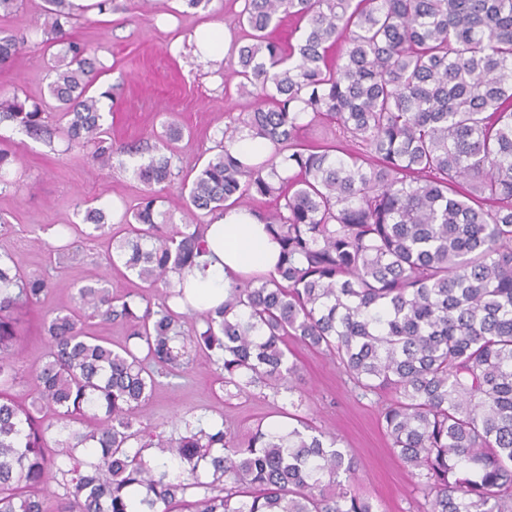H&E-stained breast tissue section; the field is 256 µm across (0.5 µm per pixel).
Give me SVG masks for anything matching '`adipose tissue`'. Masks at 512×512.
Masks as SVG:
<instances>
[{"mask_svg":"<svg viewBox=\"0 0 512 512\" xmlns=\"http://www.w3.org/2000/svg\"><path fill=\"white\" fill-rule=\"evenodd\" d=\"M232 34L222 23L197 27L187 43L197 61H222L231 48ZM210 264L205 272L186 277L195 310L206 311L223 302L234 275L269 273L275 270L279 245L250 210H228L211 222L207 231Z\"/></svg>","mask_w":512,"mask_h":512,"instance_id":"ef3b65f1","label":"adipose tissue"}]
</instances>
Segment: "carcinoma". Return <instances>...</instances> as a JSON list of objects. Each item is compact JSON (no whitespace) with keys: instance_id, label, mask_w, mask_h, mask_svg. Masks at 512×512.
Returning a JSON list of instances; mask_svg holds the SVG:
<instances>
[{"instance_id":"cac0c4a2","label":"carcinoma","mask_w":512,"mask_h":512,"mask_svg":"<svg viewBox=\"0 0 512 512\" xmlns=\"http://www.w3.org/2000/svg\"><path fill=\"white\" fill-rule=\"evenodd\" d=\"M46 2L59 112L1 92L0 126L85 150L100 170L140 155L138 206L113 223L88 207L84 221L112 239L109 265L149 292L76 288L43 322L39 392L20 401L16 314L54 283L0 253V512H377L339 480L355 458L292 398L290 339L332 356L361 395L391 394L381 424L425 512H512V0H243L246 38L230 56L251 108L187 173L173 166L172 124L112 141L89 95L102 65L71 38V0ZM286 19L303 26L296 44L273 37ZM27 48L0 29V68ZM244 131L268 158L235 155ZM16 165L1 147V190L19 189ZM175 184L189 201L179 224L157 208L156 187ZM246 202L281 246L276 272L231 278L187 333L193 309L171 274L205 270V217ZM94 319L124 326L125 342L93 334ZM199 352L229 397L290 394L288 431L143 424L157 378ZM132 486L147 495L131 500Z\"/></svg>"}]
</instances>
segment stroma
Returning a JSON list of instances; mask_svg holds the SVG:
<instances>
[{
  "instance_id": "obj_1",
  "label": "stroma",
  "mask_w": 512,
  "mask_h": 512,
  "mask_svg": "<svg viewBox=\"0 0 512 512\" xmlns=\"http://www.w3.org/2000/svg\"><path fill=\"white\" fill-rule=\"evenodd\" d=\"M44 0H23L21 8L0 19V27L27 31L35 47L0 69V90L17 92L42 102L55 113L57 102L48 92L47 72L38 47L44 35ZM241 0H211L208 10L187 8L183 0H128L127 8L111 14H82L71 33L105 59L106 69L90 92L101 99L105 125L115 142L149 137L161 122L174 119L183 136L176 153L184 167L203 163L225 125L248 111L238 93L232 60L214 65L199 63L190 51L176 50L178 37L206 21L233 19ZM0 144L18 157V192L0 193V217L11 229L0 235V253L12 256L29 272H45L58 281L36 306L21 315L24 340L18 351L25 377L17 389L19 399L36 391L35 376L46 360L48 344L40 334L43 315L70 306L72 292L88 281L104 277L114 294L144 288L134 275L110 269L108 237H91V225L82 221L84 201L113 213L134 207L143 185L131 165L109 170L93 167L85 154L50 151L9 126L0 128ZM72 224L75 257L59 259L52 247L54 232ZM298 367L304 403L315 425L337 434L342 449L358 466V489L369 495L379 512H420L424 496L411 471L392 452L379 421L387 396H362L336 362L300 343L290 345ZM215 367L205 354H197L191 369L178 377L159 378L142 415L145 424L171 429L178 417L189 414L204 423H226L247 432L256 420L272 422L288 402L287 395H265L262 390L232 400L219 398Z\"/></svg>"
}]
</instances>
